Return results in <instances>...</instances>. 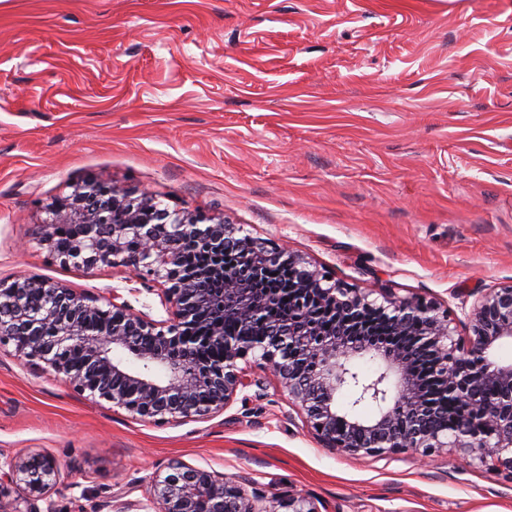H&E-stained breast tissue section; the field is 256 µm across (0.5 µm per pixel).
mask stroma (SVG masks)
<instances>
[{
  "mask_svg": "<svg viewBox=\"0 0 512 512\" xmlns=\"http://www.w3.org/2000/svg\"><path fill=\"white\" fill-rule=\"evenodd\" d=\"M89 180L303 255L346 287L446 310L512 284V0H0V282L166 313L125 268L37 243ZM57 459L56 512L146 497L173 459L267 507L512 512V480L439 453L323 448L266 378L205 420L141 422L0 348V455Z\"/></svg>",
  "mask_w": 512,
  "mask_h": 512,
  "instance_id": "stroma-1",
  "label": "stroma"
}]
</instances>
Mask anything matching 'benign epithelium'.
<instances>
[{"mask_svg": "<svg viewBox=\"0 0 512 512\" xmlns=\"http://www.w3.org/2000/svg\"><path fill=\"white\" fill-rule=\"evenodd\" d=\"M38 244L63 264L125 267L152 282L168 318L136 312L112 289L106 306L39 277L0 283V346L43 363L75 391L142 420L205 419L263 383L239 362L262 361L288 391L324 447L353 458H388L442 449L512 476V363L493 359L512 340V285L482 295L468 315L471 335L455 337L448 312L396 296L382 300L345 288L284 247L235 236L224 220L204 224L140 195L89 181L53 202ZM71 230L60 244V230ZM207 260L188 272L187 250ZM288 271V317L271 314L277 292L263 287L269 268ZM237 329L229 334L224 322ZM217 343L224 356L204 350ZM82 361L74 365L73 348ZM378 363L371 376L348 367L354 357ZM374 404L369 421L343 413ZM61 482L57 461L33 454L0 460V512H53ZM22 499L26 510L17 508ZM235 479L175 460L153 474L146 501L122 512H263ZM45 503L42 508L39 503ZM284 512H319L305 497L280 502Z\"/></svg>", "mask_w": 512, "mask_h": 512, "instance_id": "7a95c632", "label": "benign epithelium"}]
</instances>
